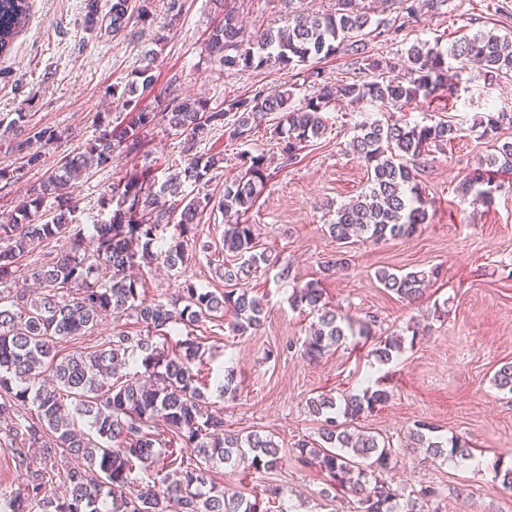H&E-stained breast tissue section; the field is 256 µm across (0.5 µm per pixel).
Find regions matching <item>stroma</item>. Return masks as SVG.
<instances>
[{"label":"stroma","mask_w":512,"mask_h":512,"mask_svg":"<svg viewBox=\"0 0 512 512\" xmlns=\"http://www.w3.org/2000/svg\"><path fill=\"white\" fill-rule=\"evenodd\" d=\"M335 0H183L180 17H172L168 0H154L153 21L130 24L115 35L102 28L86 38L81 29L84 0H30L29 18L9 53L0 56V119L26 115L28 126L52 127L62 134L57 145L44 150L38 166L25 169L22 179L0 189V220L14 214L29 188L51 172L59 159L96 136L97 113L114 110L107 88L124 85L139 65L141 50L156 34L166 40L156 46L155 82L142 103L155 107L174 96L201 98L216 105L250 95L252 90H290L293 106L303 105L317 89L311 73L321 70L324 80L343 83L369 79L355 69L349 56L339 54L309 61L292 70L275 67L215 70L207 58L209 31L232 12L244 35L283 26L289 10L320 14ZM373 20L386 27L370 37L368 49L395 63L392 75L404 77L407 49L418 42L449 44L483 30L512 33V0H446L439 11H421L416 21L401 25L395 0H363ZM399 27L398 36L388 35ZM153 44V43H152ZM512 112V80L487 85L478 70H468L454 95L419 100L400 111V118L421 124L447 121L462 127L461 136L447 147L421 157L415 181L425 193L426 221L406 239H387L348 248L347 269L325 273V261L336 255V241L328 231L337 207L349 202L367 185V172L352 149L356 126L362 121L387 119L380 104L338 101L325 112L324 134L307 142L299 163L268 167L249 223L257 227V249L271 258L249 281L262 296L265 319L258 331L233 335L227 320H205L193 328L204 340L206 365L213 374L236 372L239 387L224 397L209 392L211 409L222 413L226 429L257 431L281 448L316 437L319 418L308 411L309 398L322 393L339 395L382 380L393 397L360 421L363 430L390 440L397 451L384 478L411 492L421 486L437 488L438 496L423 512H512V490L494 477L495 466H512V395L493 384L495 371L512 362V179L485 206L461 195L463 176L493 150L494 141H512V125H503L495 139L482 136L475 121L483 113ZM199 148L224 157L222 176L239 172L238 155L247 150L271 153L264 127L248 142L227 139L218 131L198 136ZM182 140L178 132L157 126L146 152L136 158L116 156L106 170L83 178L76 193L75 214L85 230L98 218L96 201L109 183L134 170H148L165 181ZM221 220L202 221L186 236L189 262L185 272L168 269L155 260L141 262L137 276L150 302L177 304L185 280L212 291L224 288L203 243H220ZM290 267L292 279L279 278ZM438 268L420 304L401 302L376 280L375 272ZM313 282L324 299L343 315L357 321L376 317L375 335L417 325L421 333L406 344L402 355L387 365L371 356L372 344L349 338L315 361L302 355V343L316 316L292 308L288 297L294 284ZM140 328L135 317H105L92 333L57 344L60 354L86 351L102 344L113 331ZM427 422L442 438L469 444L474 465L445 459L423 460L407 450L415 421ZM216 482L244 494L268 484L288 486L283 500L287 512H354L352 496L324 497L325 477L319 471L285 461L271 472L244 474L217 468Z\"/></svg>","instance_id":"1"}]
</instances>
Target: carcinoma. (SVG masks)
<instances>
[{
	"label": "carcinoma",
	"instance_id": "carcinoma-1",
	"mask_svg": "<svg viewBox=\"0 0 512 512\" xmlns=\"http://www.w3.org/2000/svg\"><path fill=\"white\" fill-rule=\"evenodd\" d=\"M403 24L416 18L421 8L437 10L445 0H397ZM29 0H0V53L7 52L24 26ZM152 0H112L109 15L102 14L99 0H85L83 30L92 34L109 22L120 33L130 21L151 20ZM371 14L357 0H335L334 10L322 14H295L284 27L267 29L250 40L241 35L233 15L214 27L205 43L207 54L219 68L243 67L292 69L312 59L333 56L343 50L353 55L358 69L371 79L332 85L321 84L305 106H290L289 90L259 89L246 97L211 106L203 99L160 101L158 111L140 105L141 93L154 80L156 52H143L132 79L123 89L112 87L108 96L120 105L118 115H97L98 135L80 151L64 155L56 168L17 208L11 222L0 224V239L12 241L0 250V285L14 278L21 262L35 244L66 238L69 249L30 270L38 284L36 296L26 291H0V415L10 421L0 427V440L12 449L21 472V488L11 498L0 500V512H272L286 490L269 485L250 496L228 493L213 480L216 464L245 471H269L284 461L281 449L256 431L247 434L224 430L219 413L203 409L209 384L202 362L204 343L191 333L165 349L156 337L171 334L176 325H193L202 319L222 318L231 313V331L242 335L259 329L264 319L262 298L251 294L241 282L250 278L262 254L253 253L256 227L235 221L224 227L223 251L239 256L230 269L218 265L227 284L224 291L198 288L185 283L183 309L148 303L139 288L142 283L127 270L138 259L153 254L171 270L188 262L184 236L190 226L215 212L246 215L256 203L258 186L267 177L266 155L240 154L244 175L224 180V190L194 195L181 193L184 185H207L222 169L224 156L198 150L197 135L204 128L221 131L243 141L251 136L253 123L275 116L269 127L281 164L295 163L299 151L326 129L323 113L335 101L374 102L401 110L419 99L434 98L457 90L453 79L471 66L481 69L491 85L512 77V39L477 31L449 47L440 41L413 45L407 51L408 77H389L390 61L367 54L366 29ZM184 137L175 171L165 184L155 188V177L135 171L113 182L98 200L105 218L90 234L76 224L75 187L79 179L109 167L117 155L136 158L145 152L148 135L160 124ZM512 125L511 112H486L478 125L482 134ZM62 137L50 127H31L23 140L9 143L10 152L22 165H0V183L21 179L27 167L38 165L42 154L32 146L56 144ZM460 137V128L448 122L432 125L365 121L358 125L353 149L364 162L366 189L336 209L328 225L330 236L341 245L355 239L377 243L386 238H409L424 223L425 201L415 181L414 162L432 147L448 145ZM512 172V142L494 146L481 165L459 185V191L489 205L501 187L499 173ZM53 200L52 216L39 223L35 213ZM175 224L179 233L166 241L159 232ZM157 251H152V248ZM439 270L395 273L385 268L375 273L385 290L401 301L417 302L424 287ZM291 306L307 308L317 324L302 346V354L315 361L350 336H370V325H359L326 306L315 284L296 285L289 296ZM136 317L142 330H118L97 349L75 351L57 357L56 340L83 336L104 316ZM404 337L375 338L371 355L381 365L401 354ZM137 371L124 373L129 362ZM51 369L52 383L35 385L42 369ZM497 389L512 393V363H504L493 376ZM219 392L238 389L236 373L224 371L214 378ZM391 399L380 383L338 397L320 395L308 402V410L324 417L316 440H300L292 452L304 466L327 474L331 486L356 498V512H423V503L437 496L426 485L417 496L400 500L382 474L390 468L395 449L384 437L356 426L360 417ZM36 417L24 425L11 415L25 406ZM410 450L424 459L470 457L468 444H445L434 427L417 423L410 431ZM67 485L59 495L56 480Z\"/></svg>",
	"mask_w": 512,
	"mask_h": 512
}]
</instances>
